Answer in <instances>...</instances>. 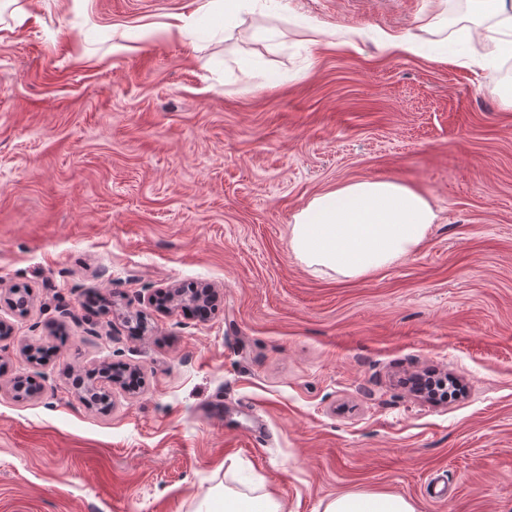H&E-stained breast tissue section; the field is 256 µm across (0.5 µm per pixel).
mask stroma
Returning a JSON list of instances; mask_svg holds the SVG:
<instances>
[{"mask_svg": "<svg viewBox=\"0 0 512 512\" xmlns=\"http://www.w3.org/2000/svg\"><path fill=\"white\" fill-rule=\"evenodd\" d=\"M202 2L0 14V291L31 292L0 308V512H209L228 488L288 512L355 492L512 512V37L448 0L432 38L494 56L439 62L380 42L435 0H288L230 40L135 39ZM369 178L419 189L438 223L365 277L308 272L293 215ZM201 284L207 317L149 302ZM107 364L139 387L88 405L73 378ZM427 371L461 395L415 393Z\"/></svg>", "mask_w": 512, "mask_h": 512, "instance_id": "obj_1", "label": "stroma"}]
</instances>
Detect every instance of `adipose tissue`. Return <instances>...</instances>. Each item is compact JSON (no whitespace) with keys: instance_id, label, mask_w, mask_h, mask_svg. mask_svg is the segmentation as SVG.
<instances>
[{"instance_id":"ef3b65f1","label":"adipose tissue","mask_w":512,"mask_h":512,"mask_svg":"<svg viewBox=\"0 0 512 512\" xmlns=\"http://www.w3.org/2000/svg\"><path fill=\"white\" fill-rule=\"evenodd\" d=\"M280 0H206L163 28L166 39L179 40L220 19L226 31L243 25L244 13L280 9ZM439 216L419 190L392 179L343 184L313 197L289 226L295 260L311 272L332 271L354 279L414 255ZM323 512H416L399 495L339 494Z\"/></svg>"}]
</instances>
